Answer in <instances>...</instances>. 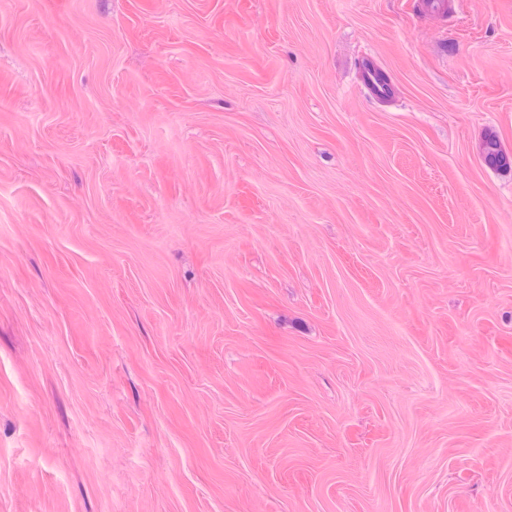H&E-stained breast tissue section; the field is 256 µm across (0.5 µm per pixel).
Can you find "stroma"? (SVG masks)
Returning a JSON list of instances; mask_svg holds the SVG:
<instances>
[{
    "label": "stroma",
    "mask_w": 512,
    "mask_h": 512,
    "mask_svg": "<svg viewBox=\"0 0 512 512\" xmlns=\"http://www.w3.org/2000/svg\"><path fill=\"white\" fill-rule=\"evenodd\" d=\"M0 0V512H512V0Z\"/></svg>",
    "instance_id": "35a3bbf8"
}]
</instances>
